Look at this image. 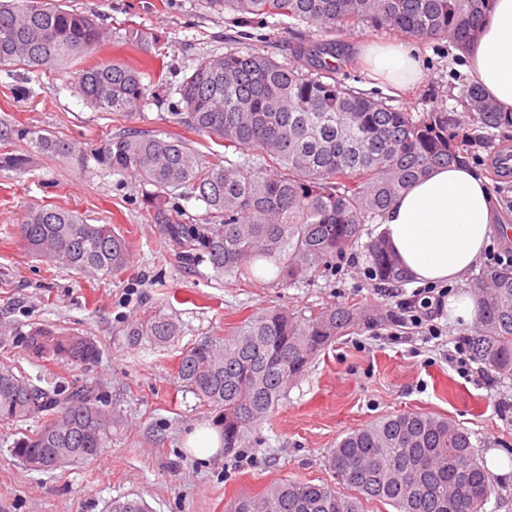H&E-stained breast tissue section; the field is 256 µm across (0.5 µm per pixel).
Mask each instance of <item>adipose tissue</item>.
<instances>
[{"label":"adipose tissue","mask_w":512,"mask_h":512,"mask_svg":"<svg viewBox=\"0 0 512 512\" xmlns=\"http://www.w3.org/2000/svg\"><path fill=\"white\" fill-rule=\"evenodd\" d=\"M371 72L395 87L424 77L415 48L372 43L364 49ZM464 59L474 83L501 111L512 112V0H495ZM499 220L481 173L468 165L431 168L387 210L382 230L400 264L418 283L464 277L480 262Z\"/></svg>","instance_id":"ef3b65f1"}]
</instances>
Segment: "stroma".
I'll list each match as a JSON object with an SVG mask.
<instances>
[{
    "label": "stroma",
    "mask_w": 512,
    "mask_h": 512,
    "mask_svg": "<svg viewBox=\"0 0 512 512\" xmlns=\"http://www.w3.org/2000/svg\"><path fill=\"white\" fill-rule=\"evenodd\" d=\"M56 2L95 15L108 40L61 72L0 65V155L31 157L23 172L0 166V331L6 333L0 367L47 388L93 386L122 423L97 457L49 472L27 469L11 454L34 421L0 423V512H106L118 498L143 500L150 512H225L230 500L259 495L275 482L331 480L328 459L342 437L406 411L464 428L498 479L483 512H512V377L490 381L448 360L456 340L473 335V325L440 318L442 335L433 339L401 322L396 298L370 280L360 249L340 268L316 269L291 288L273 287L274 267L237 279L207 258L186 260L179 242L149 216V185L92 160L81 165L38 151L22 135L35 130L93 149L129 130L179 133L168 116L179 101L177 87L201 58L238 49L286 61L293 57L292 34L272 20L237 38L227 14L211 12L202 0ZM130 24L157 37L153 50L162 54L165 68L156 101L123 118L91 107L74 86L89 63L141 62L143 51L123 40ZM338 39L345 56L338 76L348 86L413 112L442 104L461 111V92L472 79L447 40L417 41L425 77L399 91L374 79L360 51L373 42L405 44L408 36L367 29ZM511 148L512 131H493L476 147L473 162L501 207L505 228L494 241L503 248L512 230V177L497 176L492 164ZM43 205L77 211L90 224L112 225L128 242L126 268L80 274L33 257L17 226L25 210ZM335 303L377 308L388 317L332 341L289 387L272 418L238 448L206 459L190 453L188 434L203 425L221 428L222 415L177 379L182 349L206 336H233L241 322L270 307L307 316ZM158 312L175 319L179 336L165 345L132 342L128 328ZM35 325L90 337L100 355L86 364L32 362L22 338Z\"/></svg>",
    "instance_id": "35a3bbf8"
}]
</instances>
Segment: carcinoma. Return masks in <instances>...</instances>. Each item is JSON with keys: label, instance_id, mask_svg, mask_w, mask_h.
Here are the masks:
<instances>
[{"label": "carcinoma", "instance_id": "1", "mask_svg": "<svg viewBox=\"0 0 512 512\" xmlns=\"http://www.w3.org/2000/svg\"><path fill=\"white\" fill-rule=\"evenodd\" d=\"M211 10L234 12L233 25L267 18L289 20L327 36L302 39L306 63L288 65L261 53L228 50L201 59L178 89L172 122L208 135L224 152L206 156L178 135L128 132L95 149L113 171H128L155 191L151 218L182 243L201 251L216 268L236 276L271 262L276 285L296 286L307 273L329 266L356 247L380 285L408 280L384 236L362 241L365 225L383 221L398 195L429 169L464 163L472 137L444 107L407 112L375 100L336 78L341 56L332 34L364 27L397 31L421 40L446 38L461 50L479 34L492 0H205ZM106 38L88 14L51 0H0V65L23 63L61 71ZM163 58L134 67L100 61L79 70L75 89L90 106L117 116L141 109L149 84L161 78ZM475 129L512 128L480 87L462 90ZM38 150L84 158L73 142L30 132ZM184 189L206 207L205 222L185 224L169 206ZM18 234L36 258L79 273L122 271L124 237L110 224H88L57 206L27 210ZM478 308L474 357L512 377V266H489L470 285ZM376 309L335 304L308 317L266 310L230 338L205 337L183 349L177 375L203 403L223 411L224 448H235L272 415L288 385L300 378L328 343L361 325L376 324ZM134 340L167 343L179 335L174 318L155 313L132 327ZM35 362L88 363L98 356L89 338L34 326L23 340ZM34 420L11 454L41 470L96 457L122 419L91 387L50 390L0 368V422ZM336 483L281 481L259 496H243L226 512H362L361 499L385 502L397 512H482L497 485L478 459L469 434L457 424L421 412H403L354 430L329 459ZM350 489L357 492L351 497ZM109 512H147L138 499L114 500Z\"/></svg>", "mask_w": 512, "mask_h": 512}]
</instances>
